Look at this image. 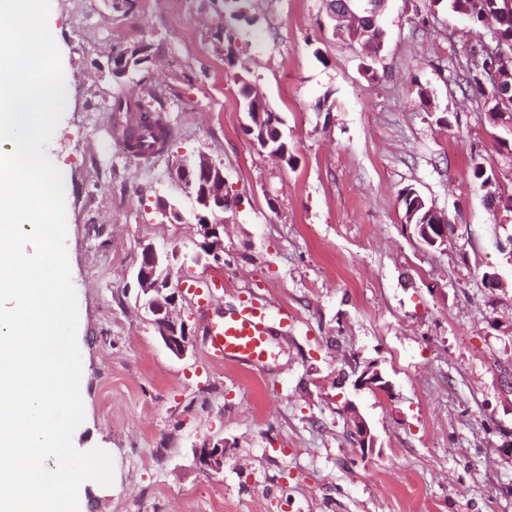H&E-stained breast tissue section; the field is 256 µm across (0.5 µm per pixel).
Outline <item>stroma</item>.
<instances>
[{"instance_id": "35a3bbf8", "label": "stroma", "mask_w": 512, "mask_h": 512, "mask_svg": "<svg viewBox=\"0 0 512 512\" xmlns=\"http://www.w3.org/2000/svg\"><path fill=\"white\" fill-rule=\"evenodd\" d=\"M379 53L340 35L325 0H50L71 76L47 155L63 175L78 305L85 418L78 448L114 462L86 512H512V212L489 207L472 163L512 199V125L468 96L472 25L429 0H385ZM233 40L219 38L224 27ZM150 62L115 75L116 47ZM282 121L284 158L247 135L242 84ZM161 92L154 99L148 88ZM161 116L176 136L144 159L124 149L110 104ZM224 167V262H195L180 154ZM415 189L451 226L424 245L400 196ZM183 222H163L162 202ZM177 250L180 287L218 276L217 301L187 298L179 359L135 309L142 243ZM502 288L486 290L484 272ZM288 312L265 361L206 357L208 319L241 300ZM375 366L389 392L356 388ZM369 423L362 452L346 405ZM223 441L221 473L194 451Z\"/></svg>"}]
</instances>
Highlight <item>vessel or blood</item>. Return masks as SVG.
Wrapping results in <instances>:
<instances>
[{"instance_id": "vessel-or-blood-1", "label": "vessel or blood", "mask_w": 512, "mask_h": 512, "mask_svg": "<svg viewBox=\"0 0 512 512\" xmlns=\"http://www.w3.org/2000/svg\"><path fill=\"white\" fill-rule=\"evenodd\" d=\"M286 310H270L256 301L241 302L207 325V355L214 360L262 361L277 327L286 325Z\"/></svg>"}]
</instances>
